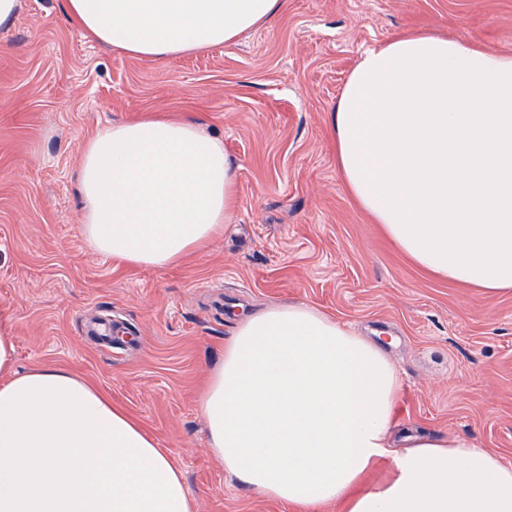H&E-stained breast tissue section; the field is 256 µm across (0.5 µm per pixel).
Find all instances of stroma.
<instances>
[{"instance_id": "1", "label": "stroma", "mask_w": 512, "mask_h": 512, "mask_svg": "<svg viewBox=\"0 0 512 512\" xmlns=\"http://www.w3.org/2000/svg\"><path fill=\"white\" fill-rule=\"evenodd\" d=\"M402 29L512 54V0H286L236 44L166 60L99 45L59 0H21L0 25V307L17 366L108 393L168 451L196 512H290L225 473L197 407L236 316L278 303L318 306L386 346L405 427L512 461V293L415 267L336 169L328 120L343 84ZM149 113L202 119L239 166L223 235L168 269L117 265L80 234L84 142ZM105 312L133 329L124 349L89 336Z\"/></svg>"}]
</instances>
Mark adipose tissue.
I'll return each mask as SVG.
<instances>
[{
    "label": "adipose tissue",
    "mask_w": 512,
    "mask_h": 512,
    "mask_svg": "<svg viewBox=\"0 0 512 512\" xmlns=\"http://www.w3.org/2000/svg\"><path fill=\"white\" fill-rule=\"evenodd\" d=\"M93 40L139 58L230 46L285 0H63ZM336 167L413 264L512 293V54L426 30L366 48L330 116ZM80 233L131 267L170 268L234 217L237 167L197 120L113 123L83 147ZM0 310V512H195L181 470L72 372L15 369ZM388 354L304 303L241 318L198 401L225 471L292 512H512V465L466 435L409 434ZM386 464L388 477L367 483Z\"/></svg>",
    "instance_id": "ef3b65f1"
}]
</instances>
